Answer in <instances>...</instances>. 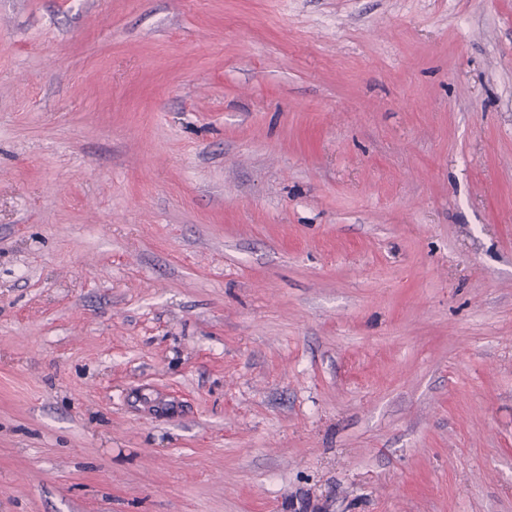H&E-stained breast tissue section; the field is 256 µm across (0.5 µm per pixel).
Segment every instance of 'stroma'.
<instances>
[{"mask_svg":"<svg viewBox=\"0 0 512 512\" xmlns=\"http://www.w3.org/2000/svg\"><path fill=\"white\" fill-rule=\"evenodd\" d=\"M0 512H512V0H0Z\"/></svg>","mask_w":512,"mask_h":512,"instance_id":"1","label":"stroma"}]
</instances>
